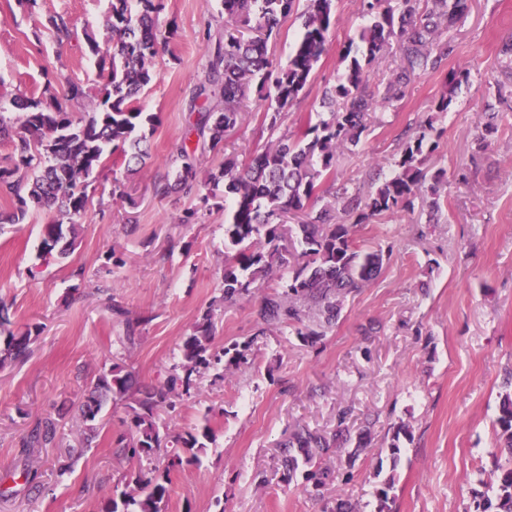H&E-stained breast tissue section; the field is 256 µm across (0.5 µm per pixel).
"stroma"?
<instances>
[{"label": "stroma", "mask_w": 512, "mask_h": 512, "mask_svg": "<svg viewBox=\"0 0 512 512\" xmlns=\"http://www.w3.org/2000/svg\"><path fill=\"white\" fill-rule=\"evenodd\" d=\"M108 0H38L35 9L0 0V100L5 117L17 95H63L67 81L98 89L100 79L84 32L100 33ZM220 0H165L161 23L174 33L154 59L157 77L140 95L144 111L159 113L150 137L151 158L124 190L135 203L113 197V176L91 182L89 205L70 257L42 265L40 226L45 214L6 226L0 234V301L17 326L37 325L29 358L0 369V512H100L105 494L125 475L149 469L129 463L113 444L124 431L125 403L109 404L95 447L79 444L74 405L86 385L119 362L143 383L157 382L181 357L184 339L224 286L223 190L208 202L155 196L170 154L194 116L191 89L223 21ZM67 14L76 40L58 44L43 29L46 17ZM365 23L358 0H336V23L308 92L282 117V129L317 123L325 85L342 73L341 51ZM448 36L455 44L449 68L470 72L448 112L438 115L439 149L431 159L448 172V202L438 223L400 210L358 226L365 247L392 246L380 276L341 300L340 314L305 343L295 329L258 335L255 311L264 296L251 290L216 317L214 349L253 341V364L205 375L174 412L162 415L170 433L210 425L214 434L197 465L175 473L168 512H325L336 498L356 512H476L505 461L496 424L504 378L512 370V106H498L491 151L473 155L469 130L503 76L498 50L512 37V0H469L465 17ZM443 83L424 72L401 101L377 112L358 146L336 166L337 183L369 191L395 158L406 128L427 114ZM266 104L251 103L228 136L225 156L239 163L272 139ZM196 210L184 223L187 210ZM121 264H113V257ZM147 317L134 346L122 342L113 306ZM349 407L351 434L371 429V444L357 457L334 448L323 457L333 477L322 487L305 478L283 479L279 443L294 427L323 434L336 429L339 408ZM58 422V448L20 444L31 420ZM406 424L398 461L388 446ZM72 453L71 474L57 476V454ZM38 474V488L23 479ZM395 474L380 503L378 469Z\"/></svg>", "instance_id": "35a3bbf8"}]
</instances>
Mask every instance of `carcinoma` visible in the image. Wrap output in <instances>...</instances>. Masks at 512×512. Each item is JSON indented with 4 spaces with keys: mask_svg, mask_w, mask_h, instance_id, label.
<instances>
[{
    "mask_svg": "<svg viewBox=\"0 0 512 512\" xmlns=\"http://www.w3.org/2000/svg\"><path fill=\"white\" fill-rule=\"evenodd\" d=\"M221 6L223 35L208 51L191 97L197 116L171 158V171L154 191L191 195L204 183L224 185V196L233 202L232 220L224 225V240L230 245L224 253V289L195 321L180 362L156 384L140 389L134 373L114 363L87 386L76 407L83 447L97 442L105 405L129 399L126 429L115 439L120 455L129 460L163 455L162 464L136 473L122 489L107 495L101 512H167L171 473L199 462L211 428L170 434L161 430L159 419L190 394L193 377L211 372L222 380L224 371L251 364L252 339L220 352L212 348L215 317L224 305L275 275L256 312L258 335L293 327L297 335L312 339L319 332L303 330L301 302L318 306L322 321L331 325L340 312L336 298L365 287L382 269L384 250H361L355 238L358 225L388 212L411 211L418 197L428 210L427 223L437 221L442 211L447 170L426 168L439 146L432 115L405 135L390 176L366 194L335 187L336 160L347 146L358 145L369 129V114L401 100L419 72L446 71L455 51L448 31L465 15L467 0H399L395 5L392 0H360V12L369 23L344 46V70L323 90L325 116L303 131L280 134L242 167L225 158L202 183L199 171L207 155L224 150V140L243 121L251 96L270 102L264 116L271 131L279 128L282 113L309 84L335 21L334 0H221ZM164 9V0H110L102 21L105 40L85 33L101 79L98 92L71 80L61 97L12 98L18 111L13 121L0 115V142L11 148L0 164V194L10 198L11 211L0 214V224H21L35 213L54 214L41 229L39 257L46 264L61 261L75 247L81 228L75 219L86 213L90 179L108 167L114 175L119 170L131 174L149 157L142 128L156 127L160 116L144 115L137 96L156 79L153 60L167 39L159 24ZM291 15L300 21L301 32L282 64L273 60L268 43ZM46 23L59 42L75 36L60 14ZM394 50L399 52L395 68L377 97L368 91L370 72ZM468 78L466 69L449 72L433 111H448ZM495 118V105L489 103L473 133L475 153L491 150ZM113 312L123 319L126 342L134 344L143 320L129 317L120 307ZM38 335L37 326L15 329L1 303L0 368L26 359ZM349 415L348 410L340 412V429L329 438L307 428L288 436L283 444L288 479L302 464L307 480L317 487L326 484L330 471L323 466V454L331 444L347 441L342 426ZM497 425L509 457L493 480L495 501H484L481 512H512L509 392L502 396ZM57 428L49 417L37 420L23 433L22 447H57Z\"/></svg>",
    "mask_w": 512,
    "mask_h": 512,
    "instance_id": "1",
    "label": "carcinoma"
}]
</instances>
